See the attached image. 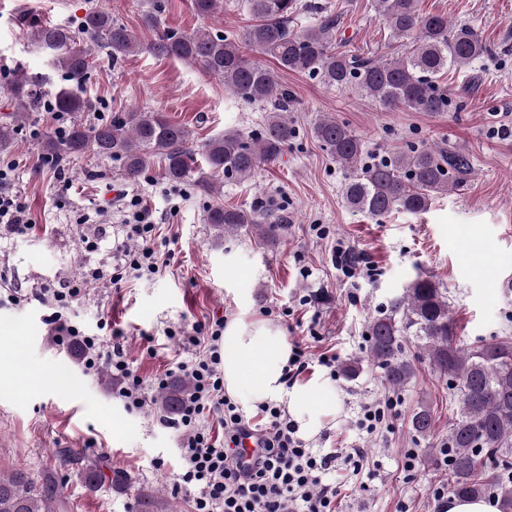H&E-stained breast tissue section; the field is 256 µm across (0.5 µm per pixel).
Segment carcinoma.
<instances>
[{"instance_id":"carcinoma-1","label":"carcinoma","mask_w":512,"mask_h":512,"mask_svg":"<svg viewBox=\"0 0 512 512\" xmlns=\"http://www.w3.org/2000/svg\"><path fill=\"white\" fill-rule=\"evenodd\" d=\"M200 16L224 10L223 0H190ZM254 23L234 38L208 29L191 32L161 26L162 4L146 13L143 25L155 32L151 46L224 82V87L247 103L270 105L262 129L256 133L228 131L196 153L191 131L160 112H116L108 121H90L94 104L72 89L60 87L50 99L53 111L71 116L63 131L41 136L44 157L62 164L91 152L103 159L121 161L124 178L140 180L162 163L164 177L173 182H193L209 197L221 196L224 182L250 179L262 162L277 161L298 136L288 115L290 95L276 71L307 73L329 87L354 90L386 109L435 114L452 104L448 90L437 82L445 69H462L488 55L489 48L469 26L454 24L440 14H422L418 0H372L375 14L398 43L391 55L364 58L352 51H336V19L320 14L321 7L305 0H246ZM316 13L317 23L305 30L291 28L302 14ZM31 40L53 54L56 68L66 80L81 83L88 74L96 47L103 46L112 60L142 49L129 29L109 13L91 8L78 30L52 23L37 25ZM254 48L272 60L276 69L247 59L241 45ZM45 78L20 70L9 86L13 101L10 118L0 121V153L14 144L18 127L32 112L42 109ZM312 135L332 161L347 172L346 204L377 219L394 211L421 214L434 198L463 186L474 174L469 155L450 147L394 150L365 161L362 139L334 117L318 119ZM202 156L200 168L196 156ZM206 223L215 238L240 232L257 242L275 246L288 225V214L256 203L251 208L215 203L208 207ZM369 354L381 369L382 383L399 389L414 377L416 364L425 361L445 380L448 397L458 398L457 416L448 434L452 448L448 461V493L466 498L489 490L500 496L501 512H512V482L501 472L512 471V340L504 336L476 346L456 341L448 296L428 277L415 279L387 312L367 327ZM413 336L417 351L404 354L405 337ZM190 388L177 380L157 395V406L174 415ZM412 431L420 438L435 429V417L425 404L413 412ZM81 480L94 490L104 473L86 467ZM137 512H172L171 500L159 489L138 487ZM66 501L55 481L38 483L22 470L0 471V512H65Z\"/></svg>"}]
</instances>
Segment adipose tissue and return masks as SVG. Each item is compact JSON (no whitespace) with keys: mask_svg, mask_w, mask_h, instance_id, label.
Segmentation results:
<instances>
[{"mask_svg":"<svg viewBox=\"0 0 512 512\" xmlns=\"http://www.w3.org/2000/svg\"><path fill=\"white\" fill-rule=\"evenodd\" d=\"M290 348L280 328L266 322L237 319L224 328V388L243 406L287 400L301 430L312 433L319 415L335 410L336 397L307 386L286 390L284 369Z\"/></svg>","mask_w":512,"mask_h":512,"instance_id":"ef3b65f1","label":"adipose tissue"}]
</instances>
